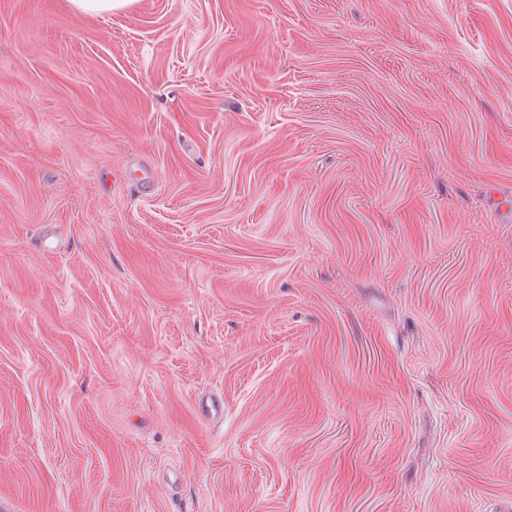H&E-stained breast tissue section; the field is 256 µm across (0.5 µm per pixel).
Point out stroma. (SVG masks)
<instances>
[{
    "instance_id": "35a3bbf8",
    "label": "stroma",
    "mask_w": 512,
    "mask_h": 512,
    "mask_svg": "<svg viewBox=\"0 0 512 512\" xmlns=\"http://www.w3.org/2000/svg\"><path fill=\"white\" fill-rule=\"evenodd\" d=\"M0 512H512V0H0ZM73 9L84 15H102L127 9L135 0H69Z\"/></svg>"
}]
</instances>
